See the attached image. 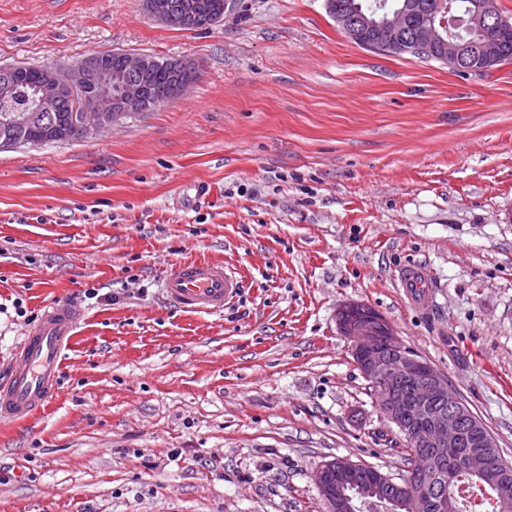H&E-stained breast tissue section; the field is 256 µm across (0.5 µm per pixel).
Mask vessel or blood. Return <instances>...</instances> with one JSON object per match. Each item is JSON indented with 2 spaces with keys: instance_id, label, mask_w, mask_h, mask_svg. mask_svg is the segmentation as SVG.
Returning <instances> with one entry per match:
<instances>
[{
  "instance_id": "vessel-or-blood-1",
  "label": "vessel or blood",
  "mask_w": 512,
  "mask_h": 512,
  "mask_svg": "<svg viewBox=\"0 0 512 512\" xmlns=\"http://www.w3.org/2000/svg\"><path fill=\"white\" fill-rule=\"evenodd\" d=\"M165 288L168 298L180 308L215 312L237 295L240 279L224 264L191 260L171 270ZM78 316V309L69 302L50 305L39 324L23 338L15 365L0 383L1 419L27 418L53 397L61 353L71 341Z\"/></svg>"
}]
</instances>
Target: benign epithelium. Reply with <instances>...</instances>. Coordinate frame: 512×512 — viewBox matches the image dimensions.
Listing matches in <instances>:
<instances>
[{
	"label": "benign epithelium",
	"instance_id": "benign-epithelium-1",
	"mask_svg": "<svg viewBox=\"0 0 512 512\" xmlns=\"http://www.w3.org/2000/svg\"><path fill=\"white\" fill-rule=\"evenodd\" d=\"M141 9L153 21L166 27H184L192 23L206 26L208 18L224 14L228 0H218L201 9L193 0H140ZM428 21L418 30L411 47L404 39L409 10L384 13L383 17H361L346 13L336 23L362 47L381 54L407 51L422 59L443 57L453 68L488 73L490 62L500 50L512 24L502 17L497 0H477L469 18L470 28L480 39L465 42L452 29L458 19L438 0ZM157 60L148 54H119L117 62L103 52H90L78 63L65 67H39L33 113L18 112L12 123L30 126L38 112H54L59 99L70 103L67 124L56 136H84L112 127L122 117L145 111L150 79ZM169 67L188 93L199 73V65L190 59L171 58ZM338 333L352 342L353 360L364 378L373 386L379 412L419 448H455L467 441L481 448L494 444L470 432L468 414L460 395L453 391L443 375L418 358L401 340L391 322L374 308L356 301L342 304L336 313ZM469 468H478L498 487L503 503L512 502V463L496 457L491 464L484 454H472ZM360 479L377 484L388 492L411 493L409 512H423L430 477L424 467H411L401 481L381 470L346 459L327 461L316 469L313 482L324 512H353L354 505L345 493L348 482Z\"/></svg>",
	"mask_w": 512,
	"mask_h": 512
}]
</instances>
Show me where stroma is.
<instances>
[{
    "instance_id": "35a3bbf8",
    "label": "stroma",
    "mask_w": 512,
    "mask_h": 512,
    "mask_svg": "<svg viewBox=\"0 0 512 512\" xmlns=\"http://www.w3.org/2000/svg\"><path fill=\"white\" fill-rule=\"evenodd\" d=\"M113 49L199 77L108 130L0 149V378L48 305L83 311L53 399L0 422V512H322L326 461L404 473L336 330L349 301L512 460V62L379 55L325 0H230L205 30L139 0H0V68ZM190 259L239 272L223 310L167 298Z\"/></svg>"
}]
</instances>
